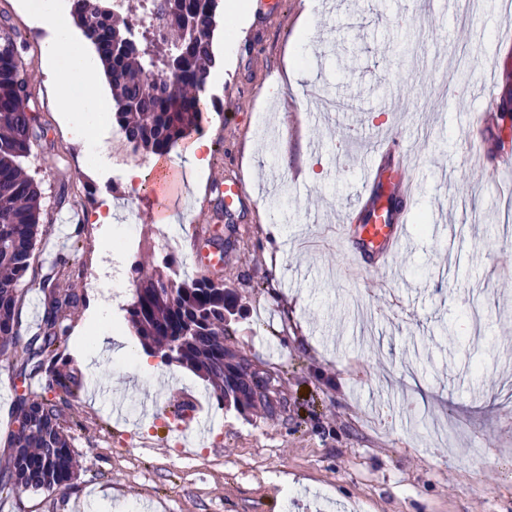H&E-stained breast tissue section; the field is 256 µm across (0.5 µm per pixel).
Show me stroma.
<instances>
[{
	"instance_id": "stroma-1",
	"label": "stroma",
	"mask_w": 512,
	"mask_h": 512,
	"mask_svg": "<svg viewBox=\"0 0 512 512\" xmlns=\"http://www.w3.org/2000/svg\"><path fill=\"white\" fill-rule=\"evenodd\" d=\"M248 2L233 40L215 34L223 85L207 86L200 126L164 160L185 178L172 224L208 223L223 238L213 279L237 297V346L284 374L288 413L275 419L218 405L173 361L155 380L105 353L79 357L75 338L99 304L89 273L120 264L131 286L116 318L127 323L133 281L162 260V201L134 195L139 248L116 261L103 252L111 228L94 215L112 173L87 163L56 109L60 88L43 67L52 27L0 0L31 78L38 138L23 167L40 186L41 221L54 231L58 215L79 217L66 247L39 237L23 327L41 322L53 260H66L80 297L65 349L80 381L65 410L77 476L63 494L0 493V512H85L96 493L119 512H512V171L495 167L498 140L512 138L500 109L512 98V0H318L301 35L307 0H281L271 16ZM270 84L278 96L266 101ZM382 132L408 148L411 208L427 229L354 279L340 243L316 242L345 223ZM202 137L207 165L187 172ZM221 177L249 187L229 217ZM25 391L0 358V469ZM181 393L210 425L193 448L170 407ZM116 400L137 428L114 420Z\"/></svg>"
}]
</instances>
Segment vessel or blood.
Masks as SVG:
<instances>
[{"mask_svg": "<svg viewBox=\"0 0 512 512\" xmlns=\"http://www.w3.org/2000/svg\"><path fill=\"white\" fill-rule=\"evenodd\" d=\"M404 157L405 152L396 139L380 141L370 159V174L360 199L362 215L358 223L343 227L346 254L360 271H367L373 264H386L410 236V209L406 206L401 209L389 202L393 196L405 202L412 196V182L406 171ZM183 183L182 174L173 170L154 182L152 193L162 198L175 196L181 192ZM246 194L247 187L242 179L226 180L225 212H232ZM195 243L198 264L211 269L223 267L224 247L212 230L197 231Z\"/></svg>", "mask_w": 512, "mask_h": 512, "instance_id": "obj_1", "label": "vessel or blood"}]
</instances>
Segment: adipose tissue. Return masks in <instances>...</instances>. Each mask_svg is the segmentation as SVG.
I'll list each match as a JSON object with an SVG mask.
<instances>
[{"label": "adipose tissue", "mask_w": 512, "mask_h": 512, "mask_svg": "<svg viewBox=\"0 0 512 512\" xmlns=\"http://www.w3.org/2000/svg\"><path fill=\"white\" fill-rule=\"evenodd\" d=\"M44 15L56 32L44 55L47 72L62 87L58 109L76 139H92L96 166H111L109 105L96 90L98 80L105 77L104 67L90 49L76 44L73 37L75 23L70 11L57 2L45 10ZM112 295V280L104 278L99 313L88 327L81 330L79 345L85 349L94 342L114 346L116 356L135 358L139 374H156L157 368L142 346L126 335L111 333Z\"/></svg>", "instance_id": "adipose-tissue-1"}]
</instances>
